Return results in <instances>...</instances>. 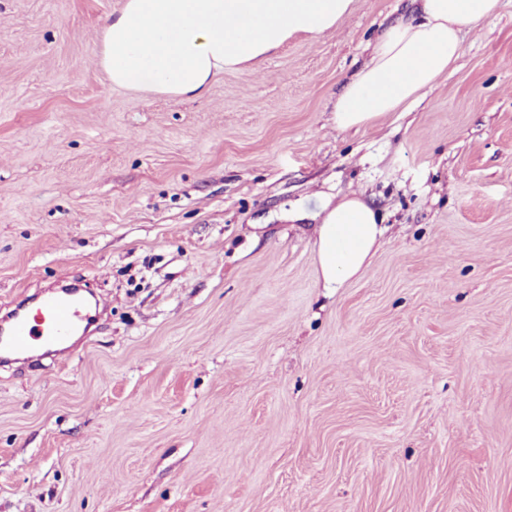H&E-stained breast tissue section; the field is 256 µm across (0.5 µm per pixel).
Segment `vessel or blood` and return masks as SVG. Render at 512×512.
I'll list each match as a JSON object with an SVG mask.
<instances>
[{
  "label": "vessel or blood",
  "instance_id": "vessel-or-blood-1",
  "mask_svg": "<svg viewBox=\"0 0 512 512\" xmlns=\"http://www.w3.org/2000/svg\"><path fill=\"white\" fill-rule=\"evenodd\" d=\"M88 316L83 300L73 293L43 297L37 315L18 310L0 326V357L22 358L35 348L50 349L80 331Z\"/></svg>",
  "mask_w": 512,
  "mask_h": 512
}]
</instances>
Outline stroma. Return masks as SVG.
Wrapping results in <instances>:
<instances>
[{
  "instance_id": "35a3bbf8",
  "label": "stroma",
  "mask_w": 512,
  "mask_h": 512,
  "mask_svg": "<svg viewBox=\"0 0 512 512\" xmlns=\"http://www.w3.org/2000/svg\"><path fill=\"white\" fill-rule=\"evenodd\" d=\"M123 0H0V316L93 331L0 365V512H512V0L408 108L333 105L411 0L225 71L112 87ZM383 219L317 278L320 205Z\"/></svg>"
}]
</instances>
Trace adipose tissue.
<instances>
[{
    "instance_id": "1",
    "label": "adipose tissue",
    "mask_w": 512,
    "mask_h": 512,
    "mask_svg": "<svg viewBox=\"0 0 512 512\" xmlns=\"http://www.w3.org/2000/svg\"><path fill=\"white\" fill-rule=\"evenodd\" d=\"M415 14L380 33L334 105L342 130L414 103L459 56L464 32L497 18L500 0H414ZM353 0H124L105 19L99 62L114 87L197 97L225 70L266 56L292 37L336 27ZM318 278L336 288L367 267L382 234L358 196L321 207Z\"/></svg>"
}]
</instances>
